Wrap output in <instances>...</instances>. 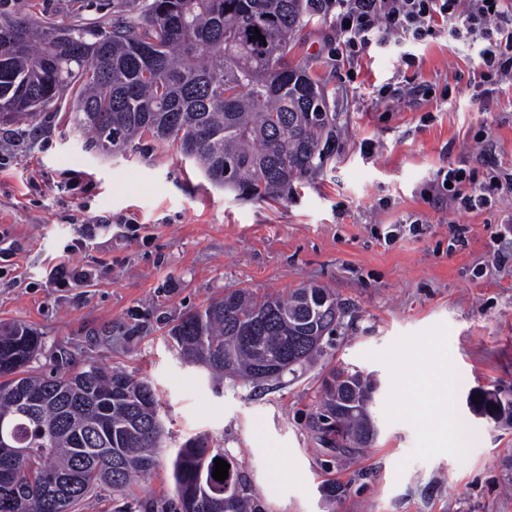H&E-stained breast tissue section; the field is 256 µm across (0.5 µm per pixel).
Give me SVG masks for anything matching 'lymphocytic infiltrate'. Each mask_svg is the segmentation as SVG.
I'll return each instance as SVG.
<instances>
[{"label":"lymphocytic infiltrate","instance_id":"f902f5d3","mask_svg":"<svg viewBox=\"0 0 512 512\" xmlns=\"http://www.w3.org/2000/svg\"><path fill=\"white\" fill-rule=\"evenodd\" d=\"M321 7L336 15L346 58H358L373 39L385 35L411 44L443 33L452 43H481L480 85L512 80V0H323ZM430 191L474 210L493 197H511L512 180L493 176L470 188L458 169L451 168L438 173Z\"/></svg>","mask_w":512,"mask_h":512}]
</instances>
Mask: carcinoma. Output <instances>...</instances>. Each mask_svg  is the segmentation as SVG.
<instances>
[{
	"label": "carcinoma",
	"mask_w": 512,
	"mask_h": 512,
	"mask_svg": "<svg viewBox=\"0 0 512 512\" xmlns=\"http://www.w3.org/2000/svg\"><path fill=\"white\" fill-rule=\"evenodd\" d=\"M112 16L81 24L26 15L0 24L18 46L0 42V124L66 105L67 122L89 134L98 151L142 143L176 147L214 186L247 200H274L320 174L336 138V110L307 62L288 55L320 14L314 0H120ZM260 30L265 40L253 38ZM52 80L57 92L31 111L28 98ZM341 306L326 288L288 294L234 289L183 314L169 331L181 362L212 376L244 381L263 362L308 364L322 346L301 337L336 331ZM42 337L21 325H0V436L30 453L0 458V512H53L45 480L57 475L70 493L68 512L98 490L128 493L155 472L164 445L160 401L152 386L122 369L91 365L36 375L31 363ZM377 383L337 368L322 383L311 429L336 452L360 455L378 436L371 413ZM503 392L473 388L477 418L511 420ZM339 418L338 437L326 438ZM204 434L172 461L173 512H211L228 498L229 512H268L251 482L222 448L205 455ZM228 477H212L215 458ZM194 485L193 507L181 489ZM229 494H224V491Z\"/></svg>",
	"instance_id": "carcinoma-1"
}]
</instances>
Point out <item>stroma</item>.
<instances>
[{"instance_id": "35a3bbf8", "label": "stroma", "mask_w": 512, "mask_h": 512, "mask_svg": "<svg viewBox=\"0 0 512 512\" xmlns=\"http://www.w3.org/2000/svg\"><path fill=\"white\" fill-rule=\"evenodd\" d=\"M114 0H0L20 14L85 22ZM329 15L313 19L291 52L325 84L338 113L334 151L316 178L278 202L242 201L212 186L175 148L101 155L61 115L0 126V323L40 333L33 369L120 367L147 380L162 404L166 448L148 483L126 500L102 491L79 512H148L172 486L171 459L209 435L250 478L269 512H512V425L473 417L475 386L512 388V196L463 212L428 199L438 170L462 167L488 181L486 157L512 173V84L473 98L479 44L446 36L393 44L353 61L336 54ZM410 93L382 98V86ZM431 85L433 95L419 94ZM98 234L71 250L80 225ZM66 263L88 279L57 287ZM333 289L343 308L336 336L297 375L264 388L216 380L184 365L168 332L191 309L230 288L257 293L300 284ZM447 377L449 408L471 444L459 452L428 438L396 393L418 346ZM337 366L378 383L379 435L358 464L336 467L309 428L322 380ZM346 494L326 499V482Z\"/></svg>"}]
</instances>
